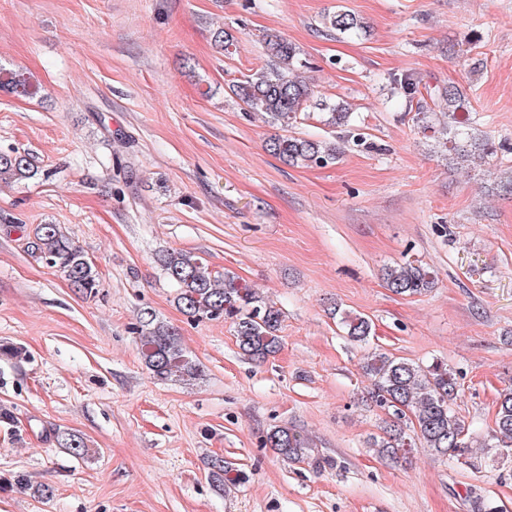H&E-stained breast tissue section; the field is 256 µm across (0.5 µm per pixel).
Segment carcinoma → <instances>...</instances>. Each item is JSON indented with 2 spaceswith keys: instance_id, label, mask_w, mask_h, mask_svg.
<instances>
[{
  "instance_id": "obj_1",
  "label": "carcinoma",
  "mask_w": 512,
  "mask_h": 512,
  "mask_svg": "<svg viewBox=\"0 0 512 512\" xmlns=\"http://www.w3.org/2000/svg\"><path fill=\"white\" fill-rule=\"evenodd\" d=\"M330 25L339 34L358 35L362 22L353 14L338 11ZM263 49L270 58L268 68L245 77L231 86V93L255 112L263 113L272 123L288 128L297 122L308 103L322 111V122L331 127L351 125L352 112L346 102H330L319 97L303 79L301 71L308 62L297 47L280 34L269 33ZM399 93L408 103H417L416 120L424 130L439 133L452 151L465 159L487 161L497 154L495 142L471 132L472 110L468 97L454 84L426 89V94L448 102V123L439 127L434 122L419 82L411 77L394 80ZM0 90L28 95L37 88L13 72L0 68ZM266 150L292 166H326L340 155L336 142L295 135H276L266 143ZM38 174L28 153L11 150L0 152V181L31 178ZM31 253L57 269L71 287L85 296L99 292L100 280L83 251L58 224H40L28 242ZM168 278L177 287V304L189 318L224 320L233 327L242 353L263 363L281 348L282 312L231 271L215 274L198 256L172 251L161 258ZM383 281L392 293L422 296L437 284L434 270L419 261H406L388 266ZM347 340L366 345L372 336V323L360 313L334 310ZM140 336V352L153 377L158 381L173 378L193 380L203 373L201 366L181 347L176 330L157 321L148 310L141 313L132 327ZM371 381L369 399L388 412L381 432L366 440L367 447L380 458L395 460L416 448H426L431 455L460 460L471 452L470 424L454 409L459 393L456 375L448 365L434 361L422 366L386 352H373L363 366ZM57 443L73 456L85 458L92 449L84 439L72 432L59 431ZM266 444L291 462L309 458V441L299 431L275 427L267 433ZM499 459H512V385L498 393L492 442L484 445ZM209 474L220 485L234 486L245 475L227 465L223 458L207 460ZM473 512H499L498 506L477 493V486L467 492Z\"/></svg>"
}]
</instances>
